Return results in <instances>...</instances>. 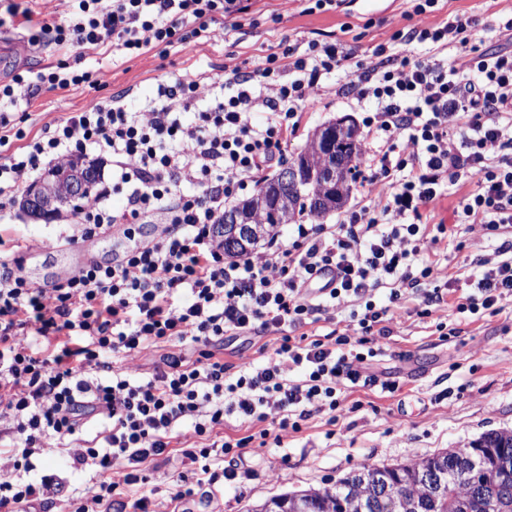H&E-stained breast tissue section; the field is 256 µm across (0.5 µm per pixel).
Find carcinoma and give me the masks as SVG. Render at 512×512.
<instances>
[{"mask_svg":"<svg viewBox=\"0 0 512 512\" xmlns=\"http://www.w3.org/2000/svg\"><path fill=\"white\" fill-rule=\"evenodd\" d=\"M328 128L321 126L293 162L308 163L297 192L276 178L261 180L253 196L230 211L260 225L272 239L283 224L323 219L340 209L350 193L362 147L357 127L339 135L336 156L343 168L334 182L322 174L334 157L321 148ZM95 172L96 163L73 158L53 169ZM254 512H512V429L493 430L460 448L391 465H364L335 485L287 492Z\"/></svg>","mask_w":512,"mask_h":512,"instance_id":"1","label":"carcinoma"}]
</instances>
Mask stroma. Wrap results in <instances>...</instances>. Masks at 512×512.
<instances>
[{"mask_svg": "<svg viewBox=\"0 0 512 512\" xmlns=\"http://www.w3.org/2000/svg\"><path fill=\"white\" fill-rule=\"evenodd\" d=\"M247 4V13L226 18L224 31L205 44L160 46L118 61L86 52L83 67L106 72L105 87L94 95L141 112L159 84L194 69L213 78L209 96L218 99L229 92L225 80L235 72L256 69L284 42L302 52L312 40H337L353 46L357 62L367 67L375 45L408 27L405 13L411 7L409 0H336L335 5L315 10L309 0H247ZM509 10L512 0H438L429 19L439 23L451 14L478 18L482 28L474 42L483 50L496 47L497 37L488 27ZM24 39L23 30L0 28V81H9L15 68L36 72L58 59L55 48L47 45L20 52ZM346 81V75L339 73L327 82L316 106L304 114L296 137L290 138L287 156L299 153L316 128L338 117L347 115L363 124L370 103L341 94L339 88ZM94 95L82 89L43 92L28 107L26 127L39 131L46 123L81 110ZM460 196L459 190H452L427 213L428 223L452 231L447 243L423 255L433 263L439 285L451 277L477 279L479 259L501 244L500 237L457 223ZM77 232V225L59 219L36 221L21 211L10 223H0V238L21 248L23 275L47 284L62 279L63 247ZM416 306L413 300L404 303L375 364L379 373L397 381V391L358 389L348 396L336 422L316 413L303 422L300 432L281 442L251 445L240 464L244 478L217 483L208 499L173 497L180 477L194 470L182 449L193 445L195 438L190 428H182L170 453L148 466L147 487L124 488L121 501H131L150 488L154 512H254L273 496L333 485L362 465L404 462L461 447L491 430L512 429V313L459 315L457 336L445 342L436 330L437 317H419ZM273 338L270 332L225 336L224 361L233 366L267 363L273 357Z\"/></svg>", "mask_w": 512, "mask_h": 512, "instance_id": "35a3bbf8", "label": "stroma"}]
</instances>
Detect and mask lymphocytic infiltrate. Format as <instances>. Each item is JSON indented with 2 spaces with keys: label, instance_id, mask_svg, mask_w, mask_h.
Masks as SVG:
<instances>
[{
  "label": "lymphocytic infiltrate",
  "instance_id": "1",
  "mask_svg": "<svg viewBox=\"0 0 512 512\" xmlns=\"http://www.w3.org/2000/svg\"><path fill=\"white\" fill-rule=\"evenodd\" d=\"M77 2L65 20L47 23L8 0L0 27L27 29L32 49L48 43L121 57L212 40L213 24L245 11L242 0ZM436 3L414 0L417 24L377 45L375 63L360 74L352 72L354 49L314 40L305 54L289 46L256 72L235 74L234 93L206 107V76L187 72L159 84L149 111L94 96L31 137L21 105L45 90L95 93L105 85L102 69L61 58L36 76L18 72L0 83V221L27 179L92 148L111 158L112 181L71 213L81 238L117 224H164L122 264L94 262L48 288L21 275L18 251L0 250V447L18 471L15 480H0V512H26L59 493L56 473L34 462L64 447L70 469L97 476L87 493L67 498L64 512H112L115 492L145 482L148 464L186 424L196 441L184 454L199 473L175 496H194L213 482L215 465L249 444L224 438L225 417L268 421L285 434L300 431L311 412L342 411L349 389L395 391L373 367L404 300H420L423 317L447 311L449 321L436 329L451 338L453 316L503 311L512 300V49H478L472 18L427 23ZM418 44L430 56L418 57ZM460 56L467 71L456 66ZM337 72L350 76L346 94L375 102L365 125L380 144L362 153L360 201L341 223L297 225L289 247L225 259L214 233L225 204L284 160L323 80ZM266 86L273 96L263 95ZM259 111L266 118L258 126ZM465 182L472 189L459 202V223L503 241L480 259L473 291L450 303L441 287L425 286L433 267L419 258L439 239L421 219L442 188ZM184 184L190 192H181ZM378 190L384 200L375 205ZM114 194L126 197L122 211L105 205ZM383 288L388 302L379 306L374 295ZM329 305L361 311L336 337L305 333ZM259 328L281 333L272 363L235 370L217 357L226 333ZM41 337L47 347H38ZM165 343L190 344L197 356L168 355L146 379L115 365V356ZM92 418L102 429L87 440Z\"/></svg>",
  "mask_w": 512,
  "mask_h": 512
}]
</instances>
